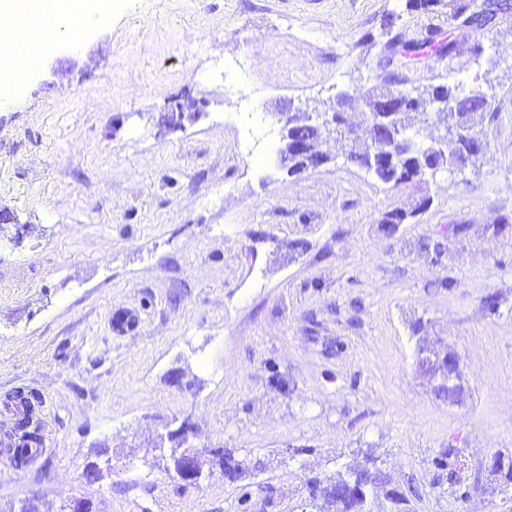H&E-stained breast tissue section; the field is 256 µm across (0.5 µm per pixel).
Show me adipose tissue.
<instances>
[{"label": "adipose tissue", "instance_id": "1", "mask_svg": "<svg viewBox=\"0 0 512 512\" xmlns=\"http://www.w3.org/2000/svg\"><path fill=\"white\" fill-rule=\"evenodd\" d=\"M117 0H0V107L16 108L43 59L60 45L84 46Z\"/></svg>", "mask_w": 512, "mask_h": 512}]
</instances>
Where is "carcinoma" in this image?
<instances>
[{
    "label": "carcinoma",
    "mask_w": 512,
    "mask_h": 512,
    "mask_svg": "<svg viewBox=\"0 0 512 512\" xmlns=\"http://www.w3.org/2000/svg\"><path fill=\"white\" fill-rule=\"evenodd\" d=\"M448 9L449 18L470 28L480 40L488 37L486 28L490 15L508 12L509 4L484 0L477 5L475 0H450ZM400 83V79L391 76L383 86L373 89L366 99V120L371 127L376 122L379 103L383 100L389 102L393 136L361 148L350 137L347 124L333 127L336 138L346 143L344 154L355 159L359 168L388 189L398 190L428 182L434 176L435 167L444 161L450 168L460 161L474 168L486 159L487 153L474 151L471 145L475 139L485 135V122L498 118L493 107L496 92L491 83L466 92L449 83H430L416 86L407 93L397 89ZM417 115L431 121V126L437 130L435 137L429 140L420 138V130L413 123ZM429 202L430 198L423 197L409 212L392 210L385 214L382 223L401 224L407 218L417 216ZM15 429L21 433L23 445H41L38 428L32 427V415L27 413L17 419ZM211 456L209 463L220 466L224 477L231 482L237 481L246 469L242 461L228 465L229 457L219 448L211 451ZM111 462L108 448L95 445L87 456L84 470L92 472V481L98 482L110 471ZM159 465L172 477L179 478V465L173 451L154 455L151 466ZM352 480L363 483L368 496L378 488L385 489V512H409L406 497L398 489L388 487L387 475L372 460L364 465L343 464L331 476L310 480L307 505L318 509V512H366L364 497L350 494L340 499L334 493L336 483Z\"/></svg>",
    "instance_id": "carcinoma-1"
}]
</instances>
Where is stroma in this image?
Here are the masks:
<instances>
[{
	"label": "stroma",
	"instance_id": "stroma-1",
	"mask_svg": "<svg viewBox=\"0 0 512 512\" xmlns=\"http://www.w3.org/2000/svg\"><path fill=\"white\" fill-rule=\"evenodd\" d=\"M392 12L401 47L366 48ZM431 27L451 57L413 49ZM489 29L475 44L447 5L405 0H123L81 54L48 55L0 110V438L22 392L47 441L23 466L0 446V512L75 494L99 512H302L309 479L368 455L411 512H512V491L483 492L512 454V13ZM239 57L253 68L225 72ZM392 73L491 82L490 160L389 191L330 133V162L287 173L276 112L347 94L369 143L366 95ZM395 209L410 217L391 230ZM418 320L459 355L456 404L415 366ZM186 419L254 471L189 485L149 466ZM99 444L112 476L90 484Z\"/></svg>",
	"mask_w": 512,
	"mask_h": 512
}]
</instances>
